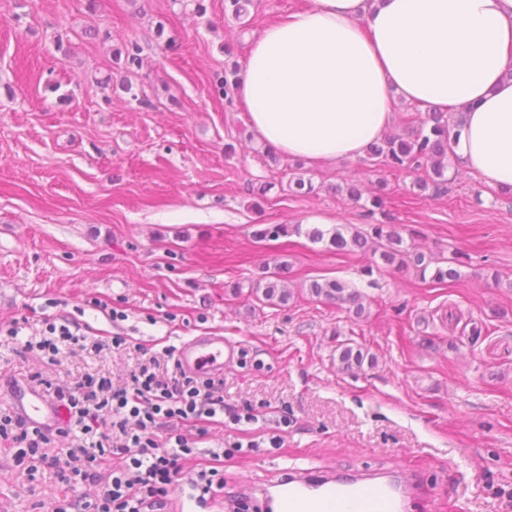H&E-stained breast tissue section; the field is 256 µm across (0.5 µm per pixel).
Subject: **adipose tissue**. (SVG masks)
I'll return each mask as SVG.
<instances>
[{"mask_svg":"<svg viewBox=\"0 0 512 512\" xmlns=\"http://www.w3.org/2000/svg\"><path fill=\"white\" fill-rule=\"evenodd\" d=\"M512 0H313L254 37L239 96L255 138L322 165L361 157L402 101L461 113L454 149L512 190Z\"/></svg>","mask_w":512,"mask_h":512,"instance_id":"obj_1","label":"adipose tissue"}]
</instances>
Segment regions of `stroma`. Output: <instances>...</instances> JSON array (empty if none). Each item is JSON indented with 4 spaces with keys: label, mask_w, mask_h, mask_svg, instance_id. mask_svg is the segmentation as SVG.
<instances>
[{
    "label": "stroma",
    "mask_w": 512,
    "mask_h": 512,
    "mask_svg": "<svg viewBox=\"0 0 512 512\" xmlns=\"http://www.w3.org/2000/svg\"><path fill=\"white\" fill-rule=\"evenodd\" d=\"M312 2L253 0L238 18L227 0H207L202 16L191 0H97L93 10L87 0H0V325L29 320L17 339L0 340V402L36 373L58 381L102 369L117 380L140 349L220 333L239 350L224 369V400L257 421L210 427L197 452L222 454L224 490L201 507L176 487L169 512H232L244 484L287 469L411 470L423 492L410 512H501L512 495V198L459 159L436 198L414 188L412 173L357 160L272 164L245 106L213 89L258 32ZM131 41L142 65L127 73L114 56ZM294 167L313 193L283 190ZM351 178L364 196L383 197L407 243L462 253L460 278L367 276L372 253L337 254L302 234L254 238L258 225L311 214L368 230L362 206L332 191ZM279 262L288 305L236 293ZM326 277L361 293L363 317L309 296L308 283ZM56 315L126 347L68 350L57 366L18 356ZM474 320L493 327L475 343ZM345 342L375 363L339 372ZM62 491L0 470V512H43Z\"/></svg>",
    "instance_id": "1"
}]
</instances>
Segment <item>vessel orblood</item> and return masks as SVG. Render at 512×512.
Here are the masks:
<instances>
[{
    "label": "vessel or blood",
    "mask_w": 512,
    "mask_h": 512,
    "mask_svg": "<svg viewBox=\"0 0 512 512\" xmlns=\"http://www.w3.org/2000/svg\"><path fill=\"white\" fill-rule=\"evenodd\" d=\"M237 356V345L219 334L193 337L178 350L184 370L192 375H223ZM12 400L28 421L57 425L58 416L41 393L22 389ZM415 489V478L405 472L378 477L287 474L268 496L275 512H403Z\"/></svg>",
    "instance_id": "1"
}]
</instances>
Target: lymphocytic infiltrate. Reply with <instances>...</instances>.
I'll return each instance as SVG.
<instances>
[{
  "label": "lymphocytic infiltrate",
  "mask_w": 512,
  "mask_h": 512,
  "mask_svg": "<svg viewBox=\"0 0 512 512\" xmlns=\"http://www.w3.org/2000/svg\"><path fill=\"white\" fill-rule=\"evenodd\" d=\"M39 339L27 340L22 351L56 365L64 347L87 344L70 323L47 317ZM49 400L64 413V426H40L18 411L0 409V437L12 439L10 460L28 478L52 475L66 486L51 497L47 512H167L169 495L185 462L195 464L189 486L204 503L220 474L221 459L197 458L191 436H206L208 427L224 420V383L192 376L179 364L158 371L156 357L138 362L123 384L111 377L85 373L67 385L46 389ZM120 466H111L112 458ZM86 484L100 488L94 497L80 494Z\"/></svg>",
  "instance_id": "1"
}]
</instances>
